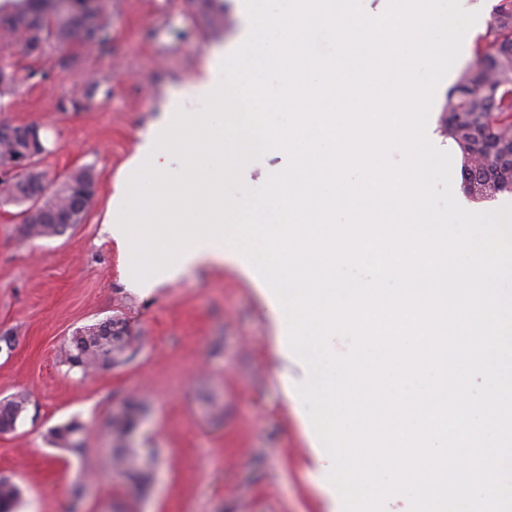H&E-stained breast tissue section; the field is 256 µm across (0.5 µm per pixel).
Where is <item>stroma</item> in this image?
<instances>
[{"instance_id":"1","label":"stroma","mask_w":512,"mask_h":512,"mask_svg":"<svg viewBox=\"0 0 512 512\" xmlns=\"http://www.w3.org/2000/svg\"><path fill=\"white\" fill-rule=\"evenodd\" d=\"M236 2L106 0L107 44L75 38L39 56L0 30V61L18 78L0 124L39 127L49 187L83 166L98 179L84 222L53 238L26 237L18 205L0 203V331L13 338L0 348V400L27 399L0 433V477L21 487L18 512H342L309 474L308 407L279 382L255 268L228 261L139 296L103 232L143 136L176 111H202L191 85H218L215 57L243 42ZM112 317L140 338L132 359L87 374L63 362L77 329ZM132 402L143 412L128 444L151 462L141 488L106 452L113 416ZM72 421L83 426L79 455L49 437Z\"/></svg>"}]
</instances>
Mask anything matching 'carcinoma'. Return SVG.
<instances>
[{"mask_svg":"<svg viewBox=\"0 0 512 512\" xmlns=\"http://www.w3.org/2000/svg\"><path fill=\"white\" fill-rule=\"evenodd\" d=\"M65 0H19L16 11L0 16V28L18 37L30 54H40L50 42L63 43L77 35L91 43L103 44L108 22L104 0H95L94 12L81 8L70 11L68 21L57 23L56 15ZM492 40L474 52L473 62L462 72L447 92L443 104L441 127L443 134L456 145L461 155L462 185L477 186V199H487L498 193H512V0H501L490 26ZM17 80L8 66H0V97L12 94ZM24 126L0 127V154L18 152L26 145L22 141ZM41 159L29 163L17 179L29 187L35 202L17 198L24 205L19 215L33 208L56 214H70L83 219L97 191V179L92 169L77 168L67 173L53 194L45 191L46 173L40 169ZM31 238H51L62 234L65 226L50 221L22 220ZM139 336L125 328L120 338H111L92 325L68 341L64 350L67 363L84 371L123 363L133 355ZM26 408L23 397L0 401V432L13 429ZM140 404L132 403L112 420L113 447L106 449L113 462L126 471L136 486L147 481V473L136 469L132 450L124 446L127 435L134 430ZM81 425L75 422L57 427L51 432L53 444L77 451L81 443L77 435ZM22 497L21 488L7 478H0V512H15Z\"/></svg>","mask_w":512,"mask_h":512,"instance_id":"cac0c4a2","label":"carcinoma"}]
</instances>
